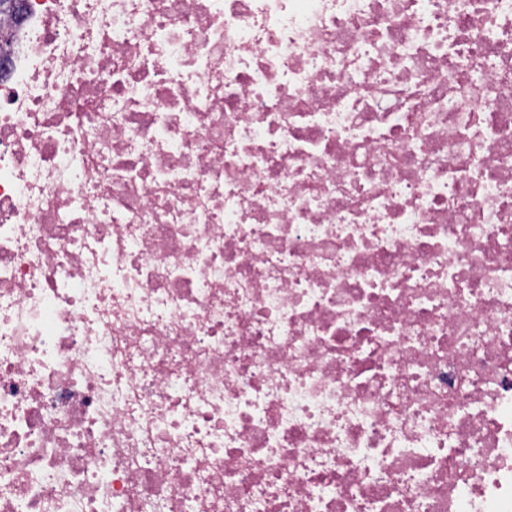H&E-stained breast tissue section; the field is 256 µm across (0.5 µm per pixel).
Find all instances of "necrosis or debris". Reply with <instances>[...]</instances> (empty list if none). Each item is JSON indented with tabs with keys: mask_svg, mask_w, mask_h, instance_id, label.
<instances>
[{
	"mask_svg": "<svg viewBox=\"0 0 512 512\" xmlns=\"http://www.w3.org/2000/svg\"><path fill=\"white\" fill-rule=\"evenodd\" d=\"M0 20V512H512V0Z\"/></svg>",
	"mask_w": 512,
	"mask_h": 512,
	"instance_id": "1",
	"label": "necrosis or debris"
}]
</instances>
